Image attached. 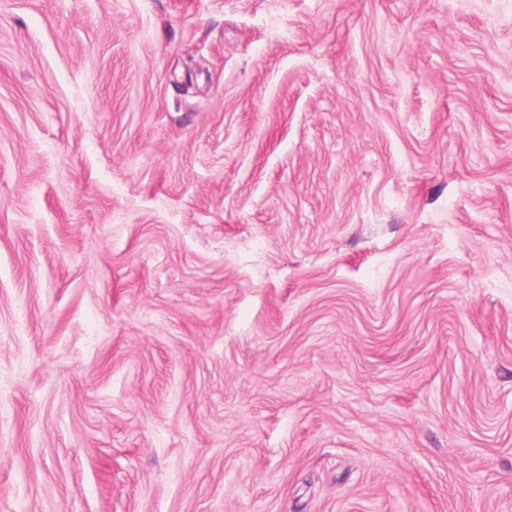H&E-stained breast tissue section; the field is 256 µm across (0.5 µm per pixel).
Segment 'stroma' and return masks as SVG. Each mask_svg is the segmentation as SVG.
Wrapping results in <instances>:
<instances>
[{"mask_svg": "<svg viewBox=\"0 0 512 512\" xmlns=\"http://www.w3.org/2000/svg\"><path fill=\"white\" fill-rule=\"evenodd\" d=\"M0 512H512V0H0Z\"/></svg>", "mask_w": 512, "mask_h": 512, "instance_id": "1", "label": "stroma"}]
</instances>
